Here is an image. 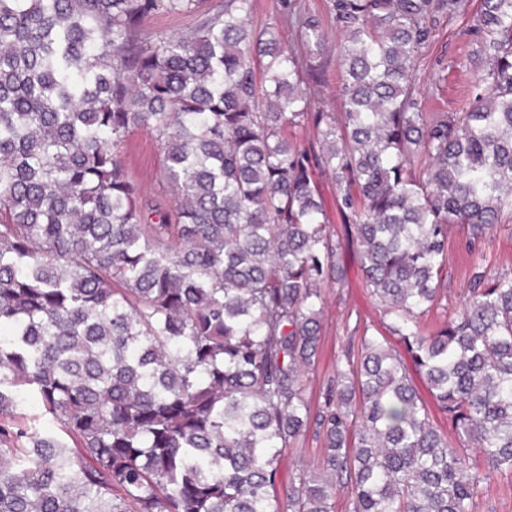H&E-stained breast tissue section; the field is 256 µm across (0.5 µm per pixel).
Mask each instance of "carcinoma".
I'll return each mask as SVG.
<instances>
[{
	"label": "carcinoma",
	"mask_w": 512,
	"mask_h": 512,
	"mask_svg": "<svg viewBox=\"0 0 512 512\" xmlns=\"http://www.w3.org/2000/svg\"><path fill=\"white\" fill-rule=\"evenodd\" d=\"M0 0V512H474L512 473V276L477 272L448 321V233L512 212V0H480L485 66L457 112L412 79L464 0H326L341 112L311 106L322 18L282 0ZM188 15L173 36L146 31ZM313 129L321 152L286 129ZM152 135L174 213L128 172ZM424 165L415 170V162ZM334 175L389 336L363 330L324 403L306 397L322 287L340 278L314 170ZM36 399L63 430L14 429ZM281 0H254V10L251 16V24L260 29L266 24H274L281 14ZM319 445L312 441L311 435L307 437V440L300 448H295L290 452L286 451L281 461L279 478L277 481L276 489L274 493H271V505L272 509H280L285 505L286 491L288 489V482L295 476L298 465V457L304 459V463L312 465L316 460L317 450Z\"/></svg>",
	"instance_id": "cac0c4a2"
}]
</instances>
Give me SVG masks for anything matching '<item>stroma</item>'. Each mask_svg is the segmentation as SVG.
Masks as SVG:
<instances>
[{
    "mask_svg": "<svg viewBox=\"0 0 512 512\" xmlns=\"http://www.w3.org/2000/svg\"><path fill=\"white\" fill-rule=\"evenodd\" d=\"M307 9L323 16V32L328 45L323 57L325 82L312 92L314 106L339 111L336 100L340 66L336 57L339 33L332 19L326 18L325 0H304ZM479 8V0H466L464 10L434 30L429 43L418 57L414 77L426 96L432 111H455L467 91L472 90L480 64L472 44L460 31L470 24ZM125 157L132 175L150 195L161 191L162 153L154 138L147 132L134 131L126 142ZM319 194L323 200L326 222L338 246L336 260L343 270L340 283L326 286L321 318V340L316 369L308 389L312 405L324 402L329 378L347 347L358 344L361 326L382 329L376 301L367 288L358 257L354 228L344 221L336 205V181L323 171H316ZM448 308L436 311L434 320L441 321L447 311L461 305L473 272H485L496 278L512 274V215L504 214L478 241L472 240L466 227L453 226L448 235Z\"/></svg>",
    "mask_w": 512,
    "mask_h": 512,
    "instance_id": "obj_1",
    "label": "stroma"
}]
</instances>
